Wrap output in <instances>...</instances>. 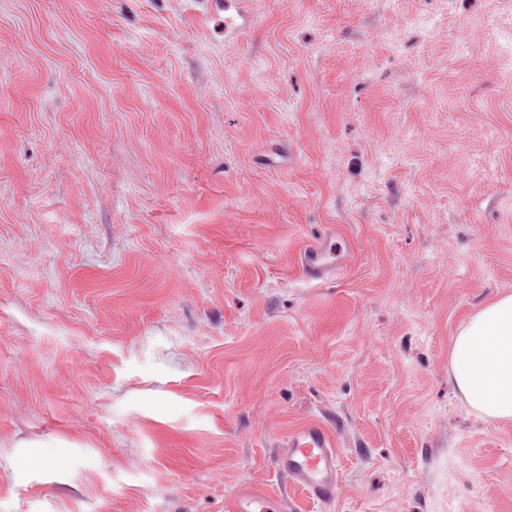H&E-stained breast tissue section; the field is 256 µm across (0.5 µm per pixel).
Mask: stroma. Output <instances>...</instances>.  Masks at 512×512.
Wrapping results in <instances>:
<instances>
[{
    "instance_id": "obj_1",
    "label": "stroma",
    "mask_w": 512,
    "mask_h": 512,
    "mask_svg": "<svg viewBox=\"0 0 512 512\" xmlns=\"http://www.w3.org/2000/svg\"><path fill=\"white\" fill-rule=\"evenodd\" d=\"M0 0V512H512L452 339L512 293V0ZM348 242L308 279L314 239ZM339 466L335 440L318 422L293 428L273 451L277 480L323 507L336 501L340 488ZM281 510L280 501L265 485L248 484L224 499L225 512H271Z\"/></svg>"
}]
</instances>
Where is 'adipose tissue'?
Instances as JSON below:
<instances>
[{"instance_id":"obj_1","label":"adipose tissue","mask_w":512,"mask_h":512,"mask_svg":"<svg viewBox=\"0 0 512 512\" xmlns=\"http://www.w3.org/2000/svg\"><path fill=\"white\" fill-rule=\"evenodd\" d=\"M449 377L467 406L512 421V294L486 303L452 340Z\"/></svg>"}]
</instances>
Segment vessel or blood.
<instances>
[{"label":"vessel or blood","mask_w":512,"mask_h":512,"mask_svg":"<svg viewBox=\"0 0 512 512\" xmlns=\"http://www.w3.org/2000/svg\"><path fill=\"white\" fill-rule=\"evenodd\" d=\"M340 248L328 238L308 245L303 270L309 279L321 281L336 272L334 258ZM274 474L314 503L332 505L340 488V467L335 440L320 423L308 422L292 430L273 451ZM280 501L263 485L241 486L224 501V512H278Z\"/></svg>","instance_id":"b4317fda"}]
</instances>
